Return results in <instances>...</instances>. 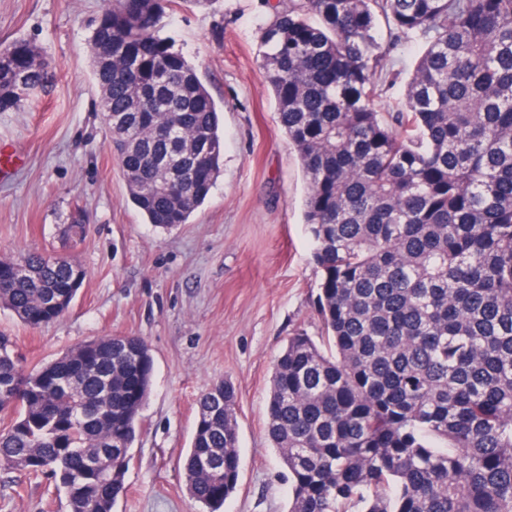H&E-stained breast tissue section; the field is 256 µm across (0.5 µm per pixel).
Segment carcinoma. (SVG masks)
Masks as SVG:
<instances>
[{"mask_svg":"<svg viewBox=\"0 0 512 512\" xmlns=\"http://www.w3.org/2000/svg\"><path fill=\"white\" fill-rule=\"evenodd\" d=\"M170 0H110L89 39L100 105L148 223H188L221 173L219 108L159 35ZM259 66L308 191L321 341L273 364L268 438L288 512H512V0H263ZM318 17V23L308 16ZM421 44L403 98L376 101ZM0 49V112L43 83V53ZM86 277L57 255L0 259V306L39 328ZM0 470L49 474L68 512H113L154 360L105 336L25 370L0 336ZM238 394L200 397L184 473L219 512L237 488ZM417 57V49L412 44L408 46L402 56L394 60L393 66L395 70H402V83H399L393 90L388 92L386 95H383L377 101V110L380 112H390L394 108V104L397 98L401 97L404 87L403 83L407 79L408 72L411 69L415 59Z\"/></svg>","mask_w":512,"mask_h":512,"instance_id":"cac0c4a2","label":"carcinoma"}]
</instances>
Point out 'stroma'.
<instances>
[{"label": "stroma", "instance_id": "35a3bbf8", "mask_svg": "<svg viewBox=\"0 0 512 512\" xmlns=\"http://www.w3.org/2000/svg\"><path fill=\"white\" fill-rule=\"evenodd\" d=\"M106 0H0V48L24 38L49 82L0 112V143L21 162L0 184V259L66 256L87 272L69 312L33 329L0 308V334L26 366L78 344L138 335L155 369L142 433L114 512H203L183 460L198 400L218 380L238 392L240 471L223 512H287L288 481L266 432L275 357L294 330L320 338V274L303 222L307 184L257 61L261 0H173L163 20L222 109V172L189 223L163 231L132 204L107 145L88 39ZM83 224L85 236L71 225ZM0 512H67L49 475L0 470Z\"/></svg>", "mask_w": 512, "mask_h": 512}]
</instances>
